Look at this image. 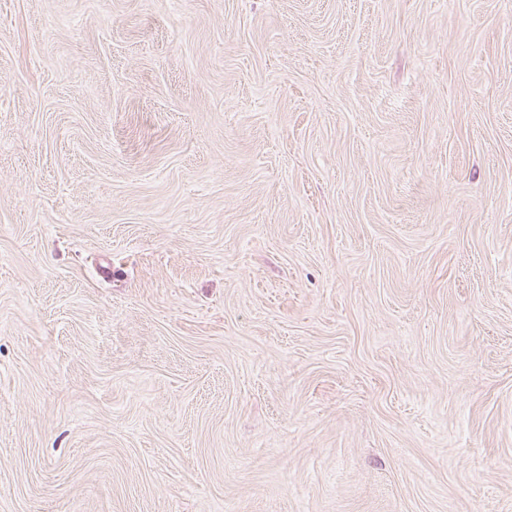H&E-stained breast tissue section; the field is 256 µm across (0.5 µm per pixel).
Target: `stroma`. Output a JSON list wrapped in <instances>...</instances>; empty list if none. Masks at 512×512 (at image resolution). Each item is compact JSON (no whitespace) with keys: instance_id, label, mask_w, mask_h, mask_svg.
I'll list each match as a JSON object with an SVG mask.
<instances>
[{"instance_id":"stroma-1","label":"stroma","mask_w":512,"mask_h":512,"mask_svg":"<svg viewBox=\"0 0 512 512\" xmlns=\"http://www.w3.org/2000/svg\"><path fill=\"white\" fill-rule=\"evenodd\" d=\"M0 512H512V0H0Z\"/></svg>"}]
</instances>
